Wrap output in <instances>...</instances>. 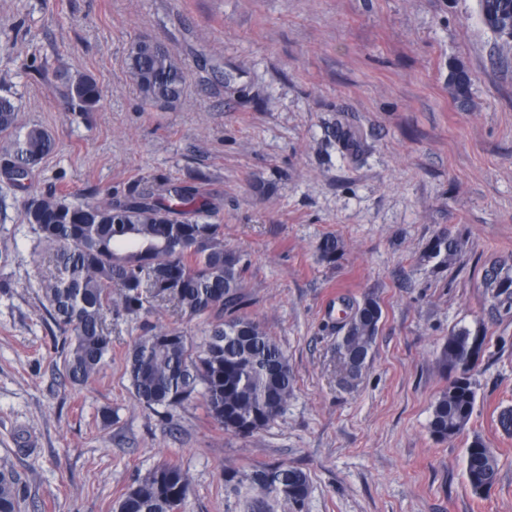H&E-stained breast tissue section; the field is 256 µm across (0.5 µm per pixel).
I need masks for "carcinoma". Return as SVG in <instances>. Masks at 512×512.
Wrapping results in <instances>:
<instances>
[{"label": "carcinoma", "mask_w": 512, "mask_h": 512, "mask_svg": "<svg viewBox=\"0 0 512 512\" xmlns=\"http://www.w3.org/2000/svg\"><path fill=\"white\" fill-rule=\"evenodd\" d=\"M483 23L496 33L512 28V0H478ZM126 68L141 97L179 102L184 71L179 56L148 39L131 42ZM455 98L469 96L471 78L460 64L448 71ZM68 99L80 110L94 107L100 91L92 78L69 76ZM0 133L10 138L4 176L19 185L51 153L54 140L38 125L19 124L15 97L0 95ZM213 207L187 184H170L157 197L148 189L128 190L122 199L92 203L58 190L27 199L23 221L52 254L53 270L39 288L62 333L61 357L69 380H93L112 356L107 315L150 314L161 301L174 303L189 319L206 317L207 335L196 341L167 327L148 329L125 357L132 394L146 409L166 411L203 400L207 415L224 431L250 436L271 425L295 392L288 356L261 324L242 313L247 264L224 245V228L210 221ZM458 244L439 238L434 256L451 262ZM118 287L113 293L112 286ZM482 287L492 308L512 310V264L497 260L484 268ZM382 319L370 297L352 305L337 337L341 379L356 384L375 347ZM484 337L459 329L448 336L439 363L450 372L448 386L431 407L429 432L437 441L463 434L476 405L473 373L459 369L471 346ZM465 475L476 495L498 479V459L478 435L467 445ZM190 478L162 463L128 488L113 512H187ZM311 485L301 469L262 462L224 467V512H308ZM20 479L0 463V512H19Z\"/></svg>", "instance_id": "carcinoma-1"}]
</instances>
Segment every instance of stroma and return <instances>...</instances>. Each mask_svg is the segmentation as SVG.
Here are the masks:
<instances>
[{
	"label": "stroma",
	"mask_w": 512,
	"mask_h": 512,
	"mask_svg": "<svg viewBox=\"0 0 512 512\" xmlns=\"http://www.w3.org/2000/svg\"><path fill=\"white\" fill-rule=\"evenodd\" d=\"M139 37L178 54L179 103L146 102L130 80ZM499 44L478 0H0V94L55 141L25 189L0 175V462L25 484L20 512H112L163 462L189 474L190 512H224V467L255 462L307 473L309 512H512V433L498 422L512 409V312L491 311L480 287L485 263L512 255V52ZM454 63L472 79L464 104ZM79 74L101 90L86 112L64 94ZM169 181L213 203L248 263L246 312L296 375L282 415L248 437L200 404L155 412L132 395L124 355L147 328L207 330L173 304L113 313L112 357L87 384L54 354L38 286L51 263L25 200L66 189L102 202ZM329 235L343 244L332 262L317 250ZM443 237L459 243L454 263L428 255ZM367 295L383 317L347 387L336 328ZM461 328L484 338L475 412L439 442L436 358ZM475 435L499 462L482 495L464 474ZM448 85L455 98L466 99L469 96L471 78L468 71L460 64H453L448 71Z\"/></svg>",
	"instance_id": "1"
}]
</instances>
